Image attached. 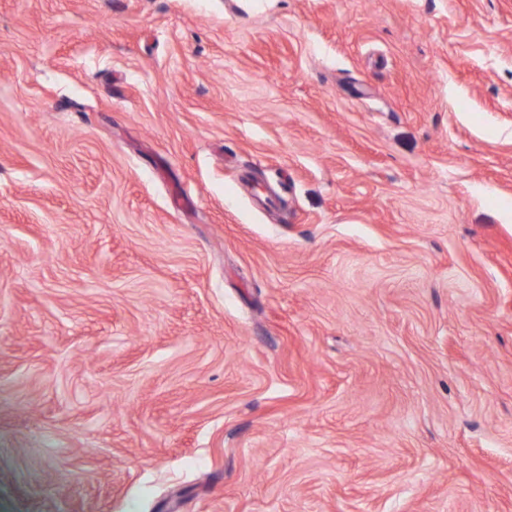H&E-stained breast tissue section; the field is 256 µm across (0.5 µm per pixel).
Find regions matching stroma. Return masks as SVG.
I'll use <instances>...</instances> for the list:
<instances>
[{
	"mask_svg": "<svg viewBox=\"0 0 512 512\" xmlns=\"http://www.w3.org/2000/svg\"><path fill=\"white\" fill-rule=\"evenodd\" d=\"M0 512H512V0H0Z\"/></svg>",
	"mask_w": 512,
	"mask_h": 512,
	"instance_id": "obj_1",
	"label": "stroma"
}]
</instances>
